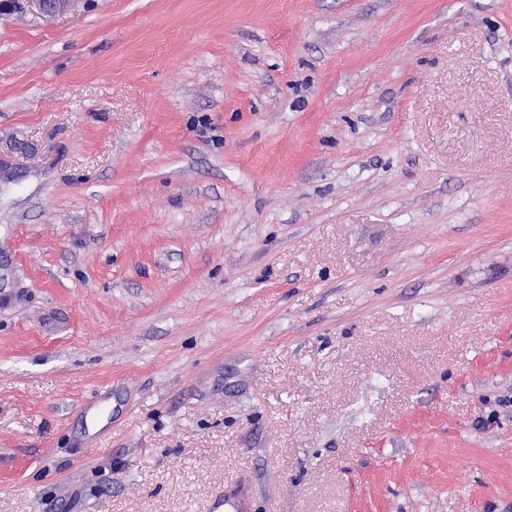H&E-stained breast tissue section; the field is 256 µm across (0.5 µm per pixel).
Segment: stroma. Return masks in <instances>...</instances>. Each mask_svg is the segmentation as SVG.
I'll return each mask as SVG.
<instances>
[{"label": "stroma", "instance_id": "obj_1", "mask_svg": "<svg viewBox=\"0 0 512 512\" xmlns=\"http://www.w3.org/2000/svg\"><path fill=\"white\" fill-rule=\"evenodd\" d=\"M512 512V0L0 16V512Z\"/></svg>", "mask_w": 512, "mask_h": 512}]
</instances>
